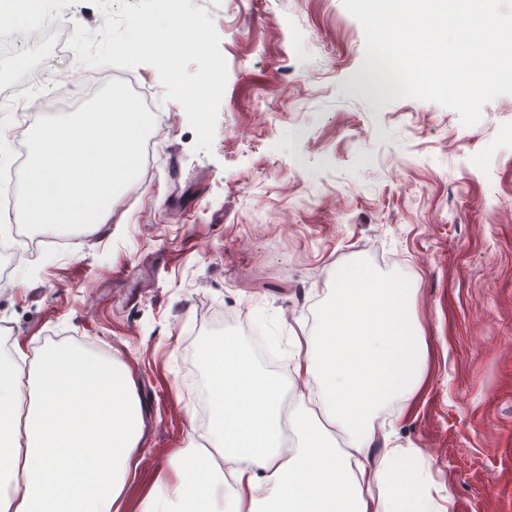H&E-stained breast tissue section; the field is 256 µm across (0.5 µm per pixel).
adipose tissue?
Masks as SVG:
<instances>
[{
  "label": "adipose tissue",
  "instance_id": "adipose-tissue-1",
  "mask_svg": "<svg viewBox=\"0 0 512 512\" xmlns=\"http://www.w3.org/2000/svg\"><path fill=\"white\" fill-rule=\"evenodd\" d=\"M335 288L318 332L306 333L303 352L276 373L247 361V374L265 402V428L251 445L235 448L228 470L211 466L205 448L189 438L158 485L163 497L146 494L141 512H200L214 488L232 481L234 512H449L440 494L435 462L423 449L396 448L391 437L424 388L426 336L416 313V291L392 280H351L345 269L328 272ZM392 312L389 335L405 341L406 360L371 339L363 354L388 367V375L353 390L339 366L331 337L352 306ZM0 387L22 402L14 421L11 480L0 485V512H120L123 491L138 464L143 408L129 373L88 350L12 343L0 356ZM323 402L345 435L344 446L309 417L306 403ZM287 417L299 447L286 448L275 427ZM383 454H376V447ZM85 448L106 449L108 480L88 496L64 491V470L84 466Z\"/></svg>",
  "mask_w": 512,
  "mask_h": 512
}]
</instances>
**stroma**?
<instances>
[{
    "instance_id": "35a3bbf8",
    "label": "stroma",
    "mask_w": 512,
    "mask_h": 512,
    "mask_svg": "<svg viewBox=\"0 0 512 512\" xmlns=\"http://www.w3.org/2000/svg\"><path fill=\"white\" fill-rule=\"evenodd\" d=\"M227 82L211 151L179 103L132 197L0 283V345L79 346L135 379L146 432L122 512L205 422L201 345L243 340L251 309L319 326L329 269L415 276L427 384L393 443L434 459L450 512H512V94L458 113L370 94L364 33L343 0H192ZM307 44L290 47V28ZM404 133V141L389 137ZM238 440L260 400L224 368Z\"/></svg>"
}]
</instances>
